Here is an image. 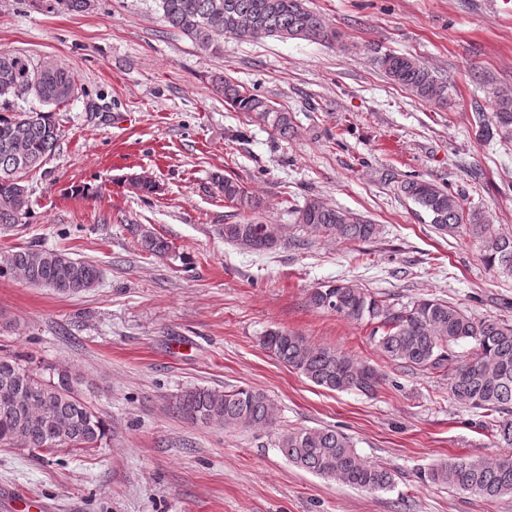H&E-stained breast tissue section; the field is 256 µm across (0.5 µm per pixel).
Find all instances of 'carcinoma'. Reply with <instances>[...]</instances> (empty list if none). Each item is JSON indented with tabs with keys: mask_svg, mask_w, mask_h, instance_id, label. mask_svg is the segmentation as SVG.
I'll return each instance as SVG.
<instances>
[{
	"mask_svg": "<svg viewBox=\"0 0 512 512\" xmlns=\"http://www.w3.org/2000/svg\"><path fill=\"white\" fill-rule=\"evenodd\" d=\"M171 29L203 48L220 54L224 36L240 39L273 38L334 44L336 30L324 17L309 9L306 0H157ZM91 0H50V7L71 14L82 13ZM378 67L388 79L416 97L441 107L448 106V85L413 56L379 53ZM224 102L271 127L281 138L294 132L293 113L276 108L268 99L224 76L215 85ZM78 93L74 74L53 60H33L20 52L0 50V228L28 223L31 217L27 173L54 154L60 140L54 109ZM34 99L46 112H17L19 100ZM478 132L485 138L512 130V91L496 95V112L490 120L477 113ZM382 179L397 184L400 192L430 216L441 232L461 234L464 246L476 244L484 263L512 276V234L485 221L479 211L467 212L449 186L401 175L393 170ZM215 185L224 201L240 212L255 213L262 201L242 183L216 176ZM290 213L293 223L305 231L334 238L346 245L376 238L379 225L346 208L308 198ZM224 241L249 252H267L280 245L278 227L255 220L224 225ZM140 248L153 255L168 253L170 245L149 229H142ZM62 253L20 248L0 259V278L20 277L28 283L72 295L89 290L100 279L99 268L89 262L60 260ZM309 305L355 322L375 323L379 351L392 362L409 369L438 371L448 376V395L456 402L481 410L492 418L498 441L512 446V321L476 319L457 306L438 298H420L400 308L373 296L358 284L342 280L313 289ZM460 343L471 345L468 356L455 354ZM261 347L318 387L371 394L383 381L375 368L354 356L315 346L303 336L269 329ZM71 375L53 376L48 368L32 366L20 355L0 358V446L18 437L34 456L56 449L88 452L102 446L110 425L90 410ZM172 409L181 417L226 427L268 428L275 424L276 409L263 391L239 388L221 391L194 387L183 391ZM279 448L294 466L375 492L395 485L386 466L371 462L356 450L352 438L331 427L303 428L283 434ZM431 483L476 494L487 501L512 498V458L494 462L458 456L432 467Z\"/></svg>",
	"mask_w": 512,
	"mask_h": 512,
	"instance_id": "carcinoma-1",
	"label": "carcinoma"
}]
</instances>
